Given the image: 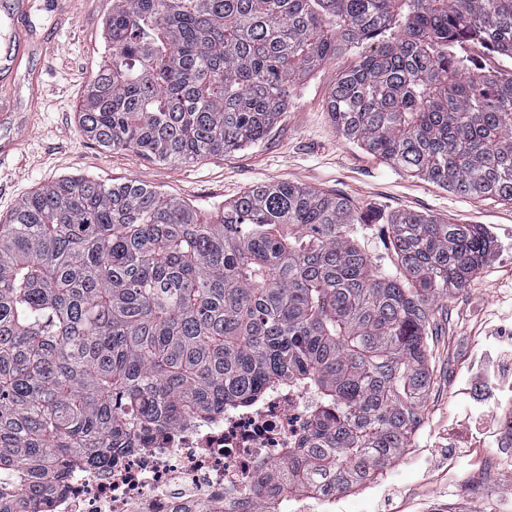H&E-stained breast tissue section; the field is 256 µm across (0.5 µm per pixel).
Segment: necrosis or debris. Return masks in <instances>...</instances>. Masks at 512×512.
<instances>
[{"label":"necrosis or debris","instance_id":"4bbe7bcc","mask_svg":"<svg viewBox=\"0 0 512 512\" xmlns=\"http://www.w3.org/2000/svg\"><path fill=\"white\" fill-rule=\"evenodd\" d=\"M314 395L284 386L217 420L185 425L72 474L45 512H245L258 468L310 423Z\"/></svg>","mask_w":512,"mask_h":512}]
</instances>
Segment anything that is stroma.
<instances>
[{
  "label": "stroma",
  "mask_w": 512,
  "mask_h": 512,
  "mask_svg": "<svg viewBox=\"0 0 512 512\" xmlns=\"http://www.w3.org/2000/svg\"><path fill=\"white\" fill-rule=\"evenodd\" d=\"M110 9L111 0H32V22L41 32L57 24L60 47L45 60L27 50L14 74V113L30 132L0 165V217L43 184L84 176L136 181L204 217L253 186L284 181L348 197L366 212L411 211L482 225L495 242L492 255L466 288L438 303L430 321L434 383L410 447L368 486L337 496L332 512H512V446L500 443L497 430L476 438L456 425L470 413L498 418L512 411V375L503 382L493 376L512 352V203L466 198L406 176L343 139L327 97L357 60L347 48L292 88L286 112L259 144L185 165L103 150L83 135L76 112L106 57ZM487 464L490 477L473 486L472 471Z\"/></svg>",
  "instance_id": "obj_1"
}]
</instances>
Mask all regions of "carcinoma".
<instances>
[{"instance_id": "cac0c4a2", "label": "carcinoma", "mask_w": 512, "mask_h": 512, "mask_svg": "<svg viewBox=\"0 0 512 512\" xmlns=\"http://www.w3.org/2000/svg\"><path fill=\"white\" fill-rule=\"evenodd\" d=\"M107 60L77 112L98 146L189 163L261 142L293 85L360 48L337 132L456 194L512 201V0H112ZM389 225L392 272L355 242ZM494 241L479 224L374 215L281 182L203 221L134 181L44 184L0 218V512H42L70 473L142 436L317 396L309 430L262 465L246 512L339 495L409 447L432 384L434 306Z\"/></svg>"}]
</instances>
